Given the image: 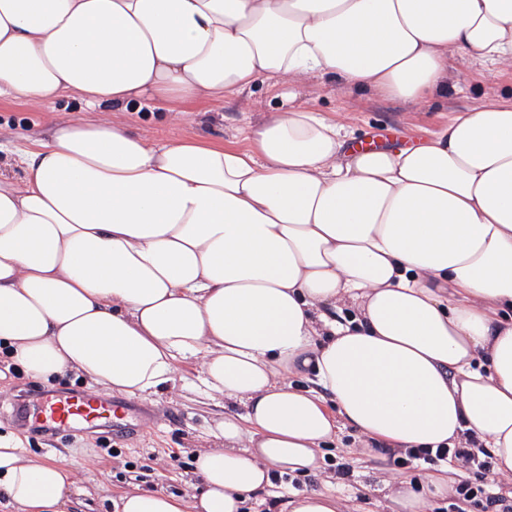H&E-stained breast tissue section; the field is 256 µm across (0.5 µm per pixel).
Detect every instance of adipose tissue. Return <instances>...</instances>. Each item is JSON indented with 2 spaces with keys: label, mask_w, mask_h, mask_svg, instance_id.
I'll use <instances>...</instances> for the list:
<instances>
[{
  "label": "adipose tissue",
  "mask_w": 512,
  "mask_h": 512,
  "mask_svg": "<svg viewBox=\"0 0 512 512\" xmlns=\"http://www.w3.org/2000/svg\"><path fill=\"white\" fill-rule=\"evenodd\" d=\"M468 55L488 80L512 68V0H0V101L139 110L283 89L242 148L63 121L9 151L15 366L146 398L197 361L190 390L229 406L189 498L130 490L120 512H240L348 426L403 452L473 440L512 478V95L426 142L354 149L291 89L328 74L424 106ZM308 374L315 388L296 384ZM465 476L444 463L393 500L427 512ZM71 484L0 439L18 512H65Z\"/></svg>",
  "instance_id": "1"
}]
</instances>
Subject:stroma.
Instances as JSON below:
<instances>
[{"mask_svg":"<svg viewBox=\"0 0 512 512\" xmlns=\"http://www.w3.org/2000/svg\"><path fill=\"white\" fill-rule=\"evenodd\" d=\"M483 64L475 58L454 59L449 65L448 95L426 107H417L373 91L344 92L335 80L311 76L296 89L297 104L336 119L352 132L355 140L388 136L390 145L411 138L423 142L456 111L482 105L512 90V71L491 83L481 81ZM276 91L256 85L239 97L173 106L170 117L143 109L113 110L112 119L122 121L148 140L190 138L204 142L239 146L248 125L264 120L278 106ZM94 114L72 95L54 105L0 103V143L19 137H46L57 121L93 119ZM199 363L179 367L174 385L160 394L138 398L117 395L121 406L145 414L140 428L122 437H105L95 432L77 438H59L19 426L12 418L14 404L29 395L51 391H78L104 395V388L67 373L43 381L16 370L10 357L0 354V436L18 439L30 455L55 461L72 472V486L66 512H118V497L129 487L163 490L184 495L195 479L199 451L216 447L211 430L224 418L223 398H210L187 390L196 379ZM364 437L346 427L334 441L322 448L319 467L305 476L282 477V484L296 490L320 491L335 481L334 465L350 466L344 484L353 490L352 500L341 503L342 512H390V496L403 479L419 480L423 469L400 468L393 457L364 455Z\"/></svg>","mask_w":512,"mask_h":512,"instance_id":"35a3bbf8","label":"stroma"}]
</instances>
